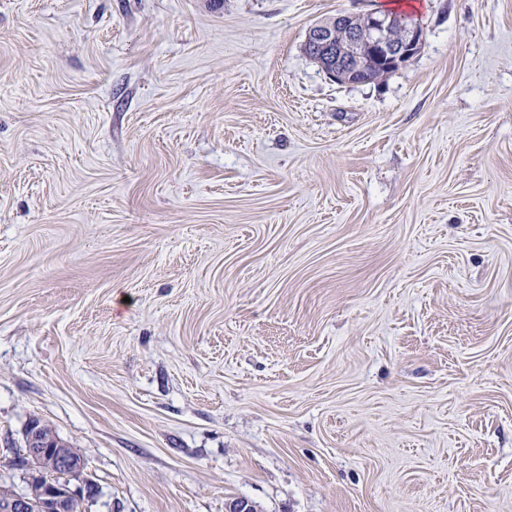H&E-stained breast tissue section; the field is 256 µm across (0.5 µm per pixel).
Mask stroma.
<instances>
[{"mask_svg": "<svg viewBox=\"0 0 512 512\" xmlns=\"http://www.w3.org/2000/svg\"><path fill=\"white\" fill-rule=\"evenodd\" d=\"M0 0V485L85 512H512V0ZM420 24L404 23L377 11L339 14L312 25L306 35L309 55L332 80L364 84L396 70L413 57L423 41ZM38 428L42 434L47 438L55 435L52 427L48 424L41 423L36 420ZM38 428L35 425H30L25 433V448L24 453L19 460V466H25L24 460L41 458L49 463L50 469L68 471L67 467L69 459L66 453L60 449V444L57 445V450L53 446H49L48 442L44 441L38 436ZM56 436V435H55ZM50 494L43 499L40 504L41 512H63V504L66 498L75 494L70 486L64 484L63 486L57 485ZM82 499L80 496L69 497L66 502L64 512H81Z\"/></svg>", "mask_w": 512, "mask_h": 512, "instance_id": "1", "label": "stroma"}]
</instances>
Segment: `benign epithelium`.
I'll return each mask as SVG.
<instances>
[{"label":"benign epithelium","instance_id":"7a95c632","mask_svg":"<svg viewBox=\"0 0 512 512\" xmlns=\"http://www.w3.org/2000/svg\"><path fill=\"white\" fill-rule=\"evenodd\" d=\"M423 27L404 23L377 11L363 14H339L332 20L312 25L306 35L309 55L332 80L346 84H364L385 70H396L413 57L423 41ZM41 458L50 469L68 470L66 453L38 436L31 425L25 433L24 453L19 466L29 459ZM74 495L65 484L43 499L41 512H63L66 498Z\"/></svg>","mask_w":512,"mask_h":512}]
</instances>
